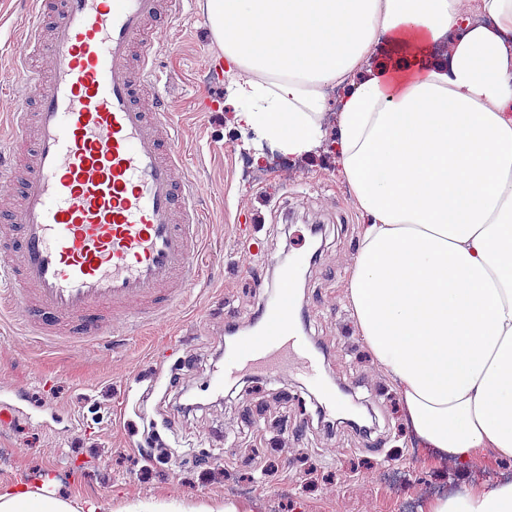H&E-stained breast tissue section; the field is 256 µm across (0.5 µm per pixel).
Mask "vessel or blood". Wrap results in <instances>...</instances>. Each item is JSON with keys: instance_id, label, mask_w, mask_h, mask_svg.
Wrapping results in <instances>:
<instances>
[{"instance_id": "obj_1", "label": "vessel or blood", "mask_w": 512, "mask_h": 512, "mask_svg": "<svg viewBox=\"0 0 512 512\" xmlns=\"http://www.w3.org/2000/svg\"><path fill=\"white\" fill-rule=\"evenodd\" d=\"M20 38L0 180L20 201L0 212V298L29 335L85 342L132 317L166 314L197 275L201 222L155 44L184 0H32ZM151 96L147 110L141 96ZM295 269L224 358L214 390L253 368L302 373L336 394L292 319Z\"/></svg>"}]
</instances>
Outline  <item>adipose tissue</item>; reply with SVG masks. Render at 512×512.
I'll return each mask as SVG.
<instances>
[{
    "label": "adipose tissue",
    "instance_id": "ef3b65f1",
    "mask_svg": "<svg viewBox=\"0 0 512 512\" xmlns=\"http://www.w3.org/2000/svg\"><path fill=\"white\" fill-rule=\"evenodd\" d=\"M256 152H316L340 85L339 173L365 219L355 324L429 457L512 458V0H205ZM448 37V56L420 53ZM386 44L397 66L373 64ZM0 512H78L0 486ZM425 512H512V478Z\"/></svg>",
    "mask_w": 512,
    "mask_h": 512
}]
</instances>
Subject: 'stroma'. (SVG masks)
<instances>
[{
    "label": "stroma",
    "mask_w": 512,
    "mask_h": 512,
    "mask_svg": "<svg viewBox=\"0 0 512 512\" xmlns=\"http://www.w3.org/2000/svg\"><path fill=\"white\" fill-rule=\"evenodd\" d=\"M202 5L186 0V18L168 26L156 57L204 213L202 276L168 321L90 344L42 342L19 309H0V483L116 508L224 500L241 512H421L457 477H499L505 463L440 462L409 433L353 323L347 287L362 217L336 147L274 169L245 154ZM30 11L29 0H0V69H11ZM300 252L317 255L296 289L303 333L364 429L325 411L298 375L244 373L220 404L207 387L224 364L225 325L248 326L277 292L274 259ZM193 353L201 360L186 382L201 407L178 424L169 382Z\"/></svg>",
    "instance_id": "35a3bbf8"
}]
</instances>
